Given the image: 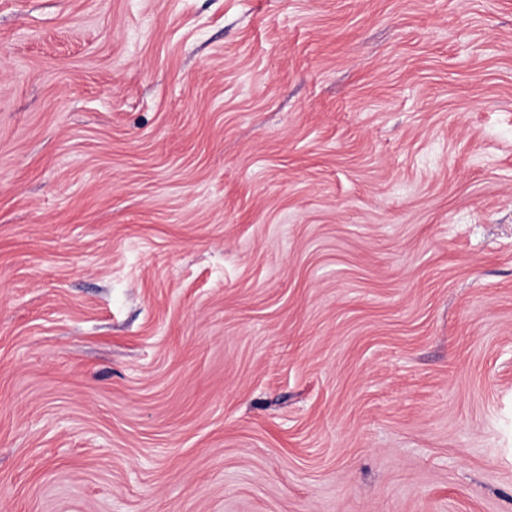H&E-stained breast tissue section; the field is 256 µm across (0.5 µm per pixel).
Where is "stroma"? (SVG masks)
I'll list each match as a JSON object with an SVG mask.
<instances>
[{
	"label": "stroma",
	"mask_w": 512,
	"mask_h": 512,
	"mask_svg": "<svg viewBox=\"0 0 512 512\" xmlns=\"http://www.w3.org/2000/svg\"><path fill=\"white\" fill-rule=\"evenodd\" d=\"M0 512H512V0H0Z\"/></svg>",
	"instance_id": "1"
}]
</instances>
